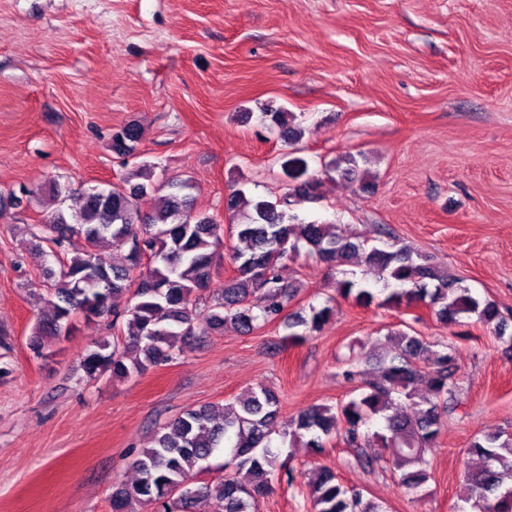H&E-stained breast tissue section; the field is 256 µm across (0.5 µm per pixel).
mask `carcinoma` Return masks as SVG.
<instances>
[{
	"label": "carcinoma",
	"mask_w": 512,
	"mask_h": 512,
	"mask_svg": "<svg viewBox=\"0 0 512 512\" xmlns=\"http://www.w3.org/2000/svg\"><path fill=\"white\" fill-rule=\"evenodd\" d=\"M266 128L278 132L292 151L284 154L282 169L289 191L270 201L253 200L238 188L229 189L224 205L230 226L231 261L236 275L224 287L212 289V271L224 248V225L191 210L188 181L154 179V166L137 165L130 176L105 187L91 186L80 207L65 208L66 185L54 183L49 197L54 209L45 214L40 239L59 247V269H45L52 280L45 299L47 313L39 318L32 344L60 339L63 323L81 314L86 319H124L112 340H102L82 356L89 378L109 376L126 380L151 366L176 357L175 343L196 334L216 331L226 324L251 333L281 320L286 338L300 341L322 330L331 308L311 305L308 310L284 314L293 294L279 274L280 261L306 247L309 255L328 266L364 265L382 273L384 290L378 293L364 280L336 281V294L355 303L406 307L423 305L446 325H459L465 316L493 329L496 338L512 345L506 323L495 305L480 301L459 279L430 259L399 244L388 229L386 241L368 245L354 241L335 224L295 223L288 214L293 199L316 201L320 182L308 176L307 161L295 147L305 130L296 116L268 106L260 113ZM142 132L127 123L112 133V151L125 159L139 157ZM107 245L119 262L100 263L97 250ZM150 257L142 266L141 253ZM212 293L205 308L199 296ZM129 295L124 310L114 299ZM386 356L372 379L348 357L343 378L357 384L358 397L334 406L311 407L296 419L279 422L280 398L260 385L218 412L212 406L189 409L175 418L133 461L139 479L112 488V512H136L133 505L155 512H186L189 504L215 496L221 512H257L259 499L271 491L268 476L282 473L293 482V470L280 462L277 440L303 441V447L325 452L329 439L340 438L352 450V463L373 471L384 458L370 456L367 448L392 451L402 468L400 480L417 490L430 478L425 458L435 443L444 418L461 405L456 359L450 346L429 342L412 326L387 336ZM425 385L426 394L417 388ZM412 406L407 413L404 407ZM481 465L467 471L471 512H512V434L495 433L474 438L469 446ZM224 451V479L211 489L194 481L203 463ZM313 512H384L362 491L342 484L336 473L322 466L309 482Z\"/></svg>",
	"instance_id": "carcinoma-1"
}]
</instances>
